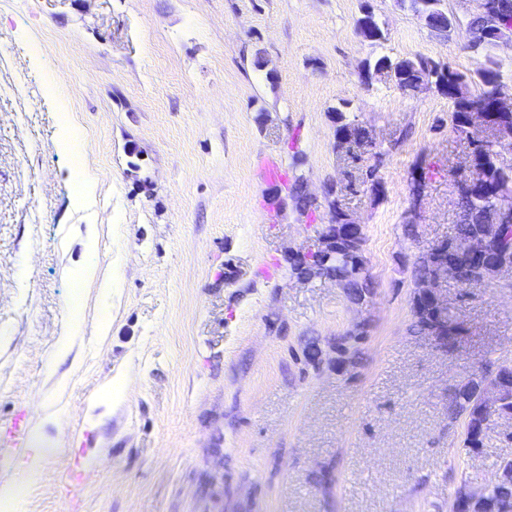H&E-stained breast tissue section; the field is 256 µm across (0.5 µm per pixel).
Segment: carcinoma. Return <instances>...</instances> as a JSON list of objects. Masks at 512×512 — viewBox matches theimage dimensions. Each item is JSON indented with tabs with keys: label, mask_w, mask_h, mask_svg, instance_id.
<instances>
[{
	"label": "carcinoma",
	"mask_w": 512,
	"mask_h": 512,
	"mask_svg": "<svg viewBox=\"0 0 512 512\" xmlns=\"http://www.w3.org/2000/svg\"><path fill=\"white\" fill-rule=\"evenodd\" d=\"M409 9L434 32L446 35L454 30L457 20L440 6V0H407ZM357 29L373 41L385 39L382 28L376 21L357 19ZM467 47L487 50L495 46L493 27L486 18L476 15L466 22ZM373 71L385 72L386 78L406 93L416 92L430 82L436 85L450 104L451 130L455 136L470 141L467 130L468 113L477 105H487L491 96L508 89L499 66L492 62L477 72V89L470 90L469 81L462 74L439 61L423 56L392 59L381 56L375 60ZM336 132L350 131V137L360 141L361 131L356 120L336 111ZM512 134V112H491L484 141L470 151L468 163L478 170L477 182L465 202V207L475 216V224H462L454 228L448 237V245L457 242L460 235H467L477 228L493 236L488 251L479 257H464L461 262L467 267L462 286L476 288L492 280L493 268L497 265L512 266V222L501 218L499 205L512 201V168L505 169L496 155L497 135ZM331 218L321 229L319 238L327 241V249L318 253L309 252L298 266L291 267L293 273L309 278L330 273L336 283L344 288L352 299L359 303H370L374 286L366 273L364 256V234L359 224L349 221L347 212L340 206L336 195L325 197ZM436 255L425 252L417 257L413 265L414 280L429 277L433 271ZM411 332L416 336L429 335L436 320L435 306L422 297H413ZM365 333L360 327L352 334L341 336L336 341L338 362L352 360L357 355V343ZM497 388L501 394L500 418L512 419V361L498 358L483 363L466 380L448 390V422H462L464 432L462 447L475 450L482 447L485 431L489 428L488 416L479 399V391L485 385ZM512 503V481L491 483L483 498L468 506L472 512H502L504 505Z\"/></svg>",
	"instance_id": "carcinoma-1"
}]
</instances>
